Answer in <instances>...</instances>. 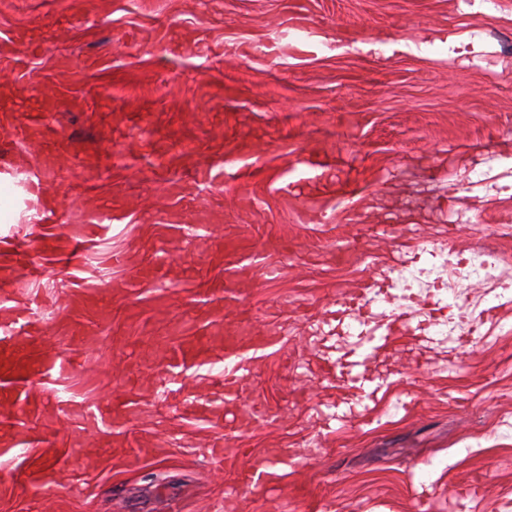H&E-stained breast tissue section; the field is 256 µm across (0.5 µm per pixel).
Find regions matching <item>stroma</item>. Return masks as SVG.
Returning <instances> with one entry per match:
<instances>
[{"instance_id":"obj_1","label":"stroma","mask_w":512,"mask_h":512,"mask_svg":"<svg viewBox=\"0 0 512 512\" xmlns=\"http://www.w3.org/2000/svg\"><path fill=\"white\" fill-rule=\"evenodd\" d=\"M398 40L426 50L381 51ZM507 42L512 0H0V124L29 129L5 144L56 196L55 222L33 199L0 223V302L30 311L0 335V377L25 383L0 432L56 472L31 498L25 460L0 468V512H512V301L464 276L492 252L512 283ZM228 149L240 175L198 182ZM340 181L352 196L312 215ZM243 259L260 273L228 312ZM370 277L412 332L380 356L378 401L327 426L355 397L321 379L317 329ZM272 328L238 398L196 415L225 337ZM257 406L274 422L226 428ZM282 448L278 487L228 495L241 452ZM252 276L253 271L249 265L237 266L229 271L224 282L225 305L232 304L236 301L242 283L250 282Z\"/></svg>"}]
</instances>
